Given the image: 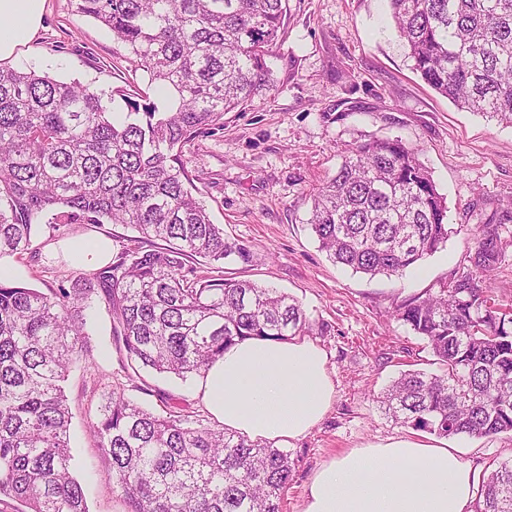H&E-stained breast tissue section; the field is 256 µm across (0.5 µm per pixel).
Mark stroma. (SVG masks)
<instances>
[{
  "label": "stroma",
  "mask_w": 512,
  "mask_h": 512,
  "mask_svg": "<svg viewBox=\"0 0 512 512\" xmlns=\"http://www.w3.org/2000/svg\"><path fill=\"white\" fill-rule=\"evenodd\" d=\"M126 52L98 21L73 12L70 0H46L40 31L11 66L109 96L108 71ZM267 63L277 77L275 90L244 111L225 114L223 131L196 138L185 156L213 223L246 249L230 269L296 297L312 322L309 340L327 354L334 403L320 424L288 447L296 466L282 509L301 512L315 469L342 452L392 437L436 443V436L396 425L378 407L380 393L400 372L431 368L424 341L391 313L410 296L469 269L476 224L507 231L484 286L512 306V125L460 109L428 87L393 30L386 0H288V22ZM383 138L414 149L446 199L453 229L442 247L400 278L336 266L307 224L311 188L336 172L346 150ZM131 235L119 224H43L31 250L0 260V267L12 281L43 292L68 289L81 270L66 249L69 242L105 238L117 252ZM87 332L88 352L64 384L73 414L71 453L89 512H126L103 476L106 461L87 429L126 361L104 293L87 311ZM125 394L155 411L168 399L183 398L197 414H210L192 378L145 373L127 382ZM448 445L479 478L512 463V433L454 437Z\"/></svg>",
  "instance_id": "stroma-1"
}]
</instances>
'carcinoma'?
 <instances>
[{"mask_svg": "<svg viewBox=\"0 0 512 512\" xmlns=\"http://www.w3.org/2000/svg\"><path fill=\"white\" fill-rule=\"evenodd\" d=\"M106 26L170 96L142 104L121 86L123 120L102 94L35 71L0 67V259L32 246L35 226L121 224L112 264L68 290L0 281V512H89L74 474L63 387L88 349L100 287L134 374L202 376L246 337L286 340L311 322L276 288L225 275L244 255L194 195L184 149L224 130L276 87L267 64L288 0H70ZM413 70L461 109L512 124V0H387ZM308 224L336 264L403 276L448 241L446 198L399 139L346 152L312 189ZM475 270L405 300L393 318L427 343L441 372L409 369L378 397L393 422L440 437L512 433V309L480 279L496 269L498 224L477 226ZM106 479L128 512H281L296 462L271 443L205 422L181 402L156 413L112 385L88 421ZM474 512H512V465L482 478Z\"/></svg>", "mask_w": 512, "mask_h": 512, "instance_id": "carcinoma-1", "label": "carcinoma"}]
</instances>
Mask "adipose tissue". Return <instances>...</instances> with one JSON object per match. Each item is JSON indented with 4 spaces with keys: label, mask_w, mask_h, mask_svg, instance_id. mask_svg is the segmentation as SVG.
<instances>
[{
    "label": "adipose tissue",
    "mask_w": 512,
    "mask_h": 512,
    "mask_svg": "<svg viewBox=\"0 0 512 512\" xmlns=\"http://www.w3.org/2000/svg\"><path fill=\"white\" fill-rule=\"evenodd\" d=\"M45 0H0V62L42 27ZM197 390L225 430L296 440L325 417L335 386L325 352L292 338H248L225 351ZM474 472L457 451L400 438L354 448L313 473L302 512H471Z\"/></svg>",
    "instance_id": "obj_1"
}]
</instances>
